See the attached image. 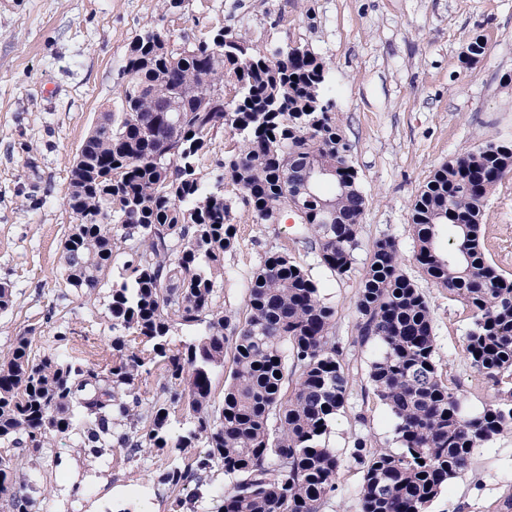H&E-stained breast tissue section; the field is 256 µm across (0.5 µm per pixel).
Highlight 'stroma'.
Returning a JSON list of instances; mask_svg holds the SVG:
<instances>
[{
	"label": "stroma",
	"mask_w": 512,
	"mask_h": 512,
	"mask_svg": "<svg viewBox=\"0 0 512 512\" xmlns=\"http://www.w3.org/2000/svg\"><path fill=\"white\" fill-rule=\"evenodd\" d=\"M175 42L220 27L257 43L297 42L328 65L336 120L352 148L367 202L349 273L337 275L299 250L296 259L335 308V336L351 375V393L327 437L342 460L324 512H358L362 474L350 458L355 438L373 448L393 436L386 409L368 395L374 355L356 341V294L376 240L391 237L401 266L429 300L436 358L445 379L460 383L473 410L494 401L490 380L470 366L463 340L469 318L446 289L414 263L412 201L432 171L488 140H512V0H0V282L14 306L0 312V354L32 328L38 347L54 333L55 312L76 335L106 343L103 299L86 300L61 276L73 216L64 200L74 157L103 113L120 104L126 52L145 25ZM487 52L471 69L460 63L472 33ZM292 212L254 223L235 209L238 244L224 255V308L243 305L246 281L266 252L292 235ZM488 255L512 272V177L484 206ZM49 494L33 512H168L169 495L146 468L83 456L59 441L37 474ZM512 496V433L475 450L429 512H501Z\"/></svg>",
	"instance_id": "obj_1"
}]
</instances>
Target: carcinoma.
Segmentation results:
<instances>
[{
	"mask_svg": "<svg viewBox=\"0 0 512 512\" xmlns=\"http://www.w3.org/2000/svg\"><path fill=\"white\" fill-rule=\"evenodd\" d=\"M153 30L130 43L120 111L82 143L89 165L66 192L75 224L63 275L92 299L118 268L107 296L113 336L93 345L61 323L52 348L37 351L30 328L0 357V512H32L45 493L34 471L59 437L146 466L173 494L172 512H323L341 468L326 436L350 389L335 310L284 243L250 277L242 314L224 311L234 202L224 178L210 188L201 168L228 135L217 166L253 221L273 224L291 209L292 243L350 272L366 196L326 63L307 45H259L240 32L227 42L222 27L183 49ZM172 100L179 111H163ZM317 164L336 172L332 183L314 180ZM511 175L512 140L487 141L436 168L411 208L415 260L471 313L464 352L497 387L482 411L468 412L460 386L442 378L431 305L397 242L372 247L356 331L377 348L367 379L396 449L355 440L359 512H427L474 449L512 432V275L488 258L481 224ZM228 361L217 403L213 377ZM217 472L229 485L206 501L199 487Z\"/></svg>",
	"mask_w": 512,
	"mask_h": 512,
	"instance_id": "cac0c4a2",
	"label": "carcinoma"
}]
</instances>
